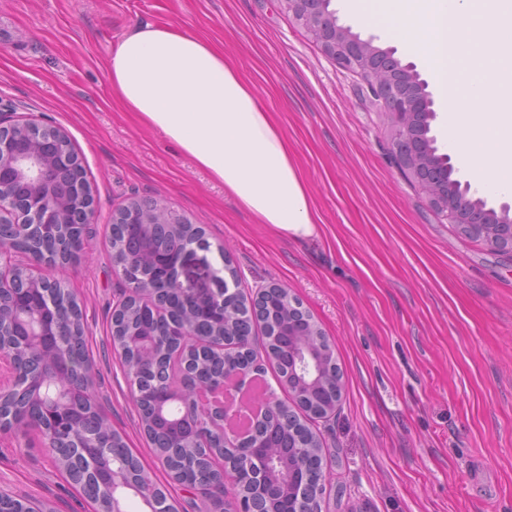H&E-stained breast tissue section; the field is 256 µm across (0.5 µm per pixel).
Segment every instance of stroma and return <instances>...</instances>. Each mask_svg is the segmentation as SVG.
Returning <instances> with one entry per match:
<instances>
[{
	"mask_svg": "<svg viewBox=\"0 0 512 512\" xmlns=\"http://www.w3.org/2000/svg\"><path fill=\"white\" fill-rule=\"evenodd\" d=\"M173 24L234 57L277 117L313 193L319 236L283 237L225 196L113 101L106 69L132 28ZM0 110L53 122L80 155L96 213L67 281L82 309L92 392L113 430L172 496L118 352L124 283L112 214L133 199L201 225L212 268L277 284L310 311L344 382L320 423L323 512H512V253L459 235L392 156L391 131L356 71L327 56L283 0H0ZM0 493L41 512H89L36 432H0Z\"/></svg>",
	"mask_w": 512,
	"mask_h": 512,
	"instance_id": "1",
	"label": "stroma"
}]
</instances>
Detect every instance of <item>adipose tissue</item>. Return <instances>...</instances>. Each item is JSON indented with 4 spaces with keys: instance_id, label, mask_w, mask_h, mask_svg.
Listing matches in <instances>:
<instances>
[{
    "instance_id": "obj_1",
    "label": "adipose tissue",
    "mask_w": 512,
    "mask_h": 512,
    "mask_svg": "<svg viewBox=\"0 0 512 512\" xmlns=\"http://www.w3.org/2000/svg\"><path fill=\"white\" fill-rule=\"evenodd\" d=\"M113 99L278 234L318 235L313 195L275 113L213 42L167 23L133 28L107 60Z\"/></svg>"
}]
</instances>
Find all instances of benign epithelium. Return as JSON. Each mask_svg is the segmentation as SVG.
Returning a JSON list of instances; mask_svg holds the SVG:
<instances>
[{
    "mask_svg": "<svg viewBox=\"0 0 512 512\" xmlns=\"http://www.w3.org/2000/svg\"><path fill=\"white\" fill-rule=\"evenodd\" d=\"M332 0H285L288 11L305 29L322 51L340 65L359 72L367 81L371 102L388 116L394 136L396 159L410 171L413 181L428 200L448 218L450 224H466L495 244V235L512 238V206L504 203L499 209L470 194V182L453 177L454 167L449 156L438 153L430 122L435 116L434 101L428 83L421 78L412 62L396 57V49L376 45L378 37L353 31L339 23L330 9ZM94 215L91 186L83 177L81 160L69 143L64 130L33 118H18L9 122L0 118V224L11 225L14 235L0 234V335L8 332L16 339L15 349L30 358L41 360V371L63 388L59 393L47 390V382L38 379L22 381L11 370L9 383H0V396L38 391L43 402L41 413L27 425L40 431L54 463L69 479L92 475L105 490L112 504L120 502L129 492H138V485L124 466L112 461L107 448L99 442V434L112 432L107 419L96 405L91 393L93 373L91 363L70 354L62 345L51 346L47 338L55 335L62 325L61 310L54 299L56 279L36 276L29 272L19 275L12 262L20 239L41 238L51 233L57 239L55 255L30 250L29 263L60 266L69 264L83 250L86 227ZM112 223L127 225L126 238L118 243L127 260L117 264L126 284L125 297L139 302L158 299V283L152 268L172 267L173 277L165 281L176 299L188 310L206 309L217 323L211 337L201 339L188 326L178 329L177 355L200 350L214 342L224 341V303L235 297L237 289L226 288L209 268L202 241L170 244L158 249L145 247L142 236L146 228L185 224L187 220L157 202L132 200L112 215ZM295 307L302 317L288 328L290 336H318L320 327L314 316L300 304ZM123 345L139 353L145 360L157 361L167 353L151 334L134 330ZM323 372V349L303 346L296 358L294 375L300 378L295 388L285 385L288 397L301 401L313 393ZM260 376L256 363L224 366V375L206 391L188 393L168 390L156 399L157 414L168 423L174 407L178 418L193 425L194 439L203 442L217 436L229 461L219 468L220 474L235 473L240 466L237 457L246 455L247 471L252 485L262 490L267 486L269 460L254 450L252 438L274 416L283 401L274 394L266 400L253 401L247 411H241L224 397V389L233 383L244 390ZM67 399L78 400L91 408L94 426L76 431L73 423L59 412ZM342 400V382L336 381L332 403L315 419H327L336 414ZM71 448L72 459H62L56 452L60 444ZM288 484L289 512H317L314 500L323 498L322 487L311 490L306 466L295 457L285 479Z\"/></svg>",
    "mask_w": 512,
    "mask_h": 512,
    "instance_id": "benign-epithelium-1",
    "label": "benign epithelium"
}]
</instances>
